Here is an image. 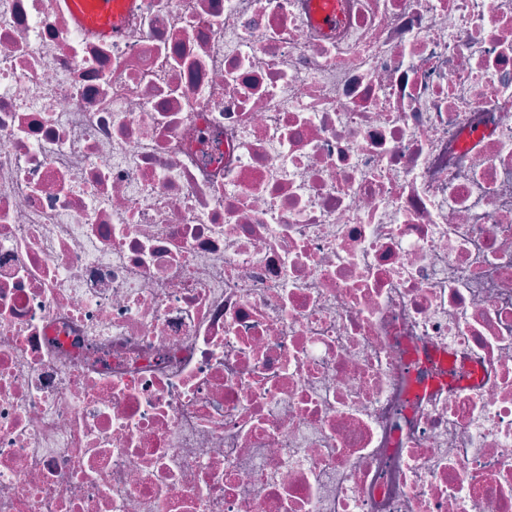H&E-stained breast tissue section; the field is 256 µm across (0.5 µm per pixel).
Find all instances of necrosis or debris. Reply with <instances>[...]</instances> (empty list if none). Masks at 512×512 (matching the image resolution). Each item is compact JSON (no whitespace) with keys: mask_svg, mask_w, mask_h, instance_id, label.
I'll use <instances>...</instances> for the list:
<instances>
[{"mask_svg":"<svg viewBox=\"0 0 512 512\" xmlns=\"http://www.w3.org/2000/svg\"><path fill=\"white\" fill-rule=\"evenodd\" d=\"M0 0V512H512V0ZM62 1L79 26L95 34L101 40L112 39V35H115L119 18L112 15V0H98L93 16L84 10L81 0Z\"/></svg>","mask_w":512,"mask_h":512,"instance_id":"4bbe7bcc","label":"necrosis or debris"}]
</instances>
